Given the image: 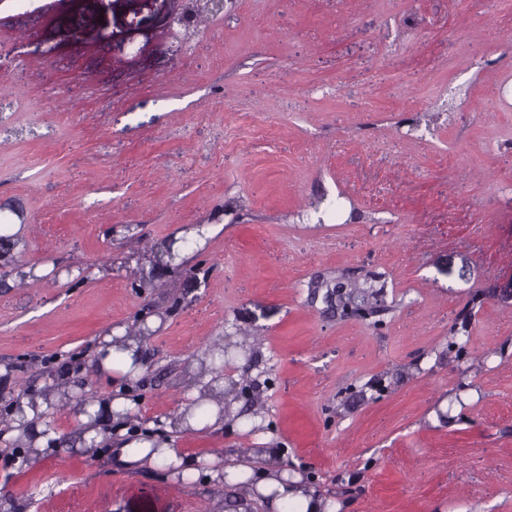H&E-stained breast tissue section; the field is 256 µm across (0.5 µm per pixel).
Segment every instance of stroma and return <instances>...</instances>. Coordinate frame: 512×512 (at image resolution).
I'll return each mask as SVG.
<instances>
[{"mask_svg":"<svg viewBox=\"0 0 512 512\" xmlns=\"http://www.w3.org/2000/svg\"><path fill=\"white\" fill-rule=\"evenodd\" d=\"M184 4L0 0V512H274L272 462L338 512H512V0H234L187 41ZM119 330L143 375L85 391L180 476L52 400ZM200 385L223 425L167 431ZM22 413H13L14 421L12 426L13 434L24 435L29 441V436H32V444L35 448L43 450L47 448L51 439L55 438L53 433L45 435V425L41 423L40 414L46 407V404L41 400L35 404L27 398H21L19 401ZM33 406V407H32ZM119 442H122V455L126 462L140 461L149 457V461H161L173 467L179 466L180 462L173 448L168 447L167 443L153 447L156 442L154 438L145 439L144 436L133 440H124L127 431L126 427H119L117 430ZM155 448V449H154Z\"/></svg>","mask_w":512,"mask_h":512,"instance_id":"1","label":"stroma"}]
</instances>
